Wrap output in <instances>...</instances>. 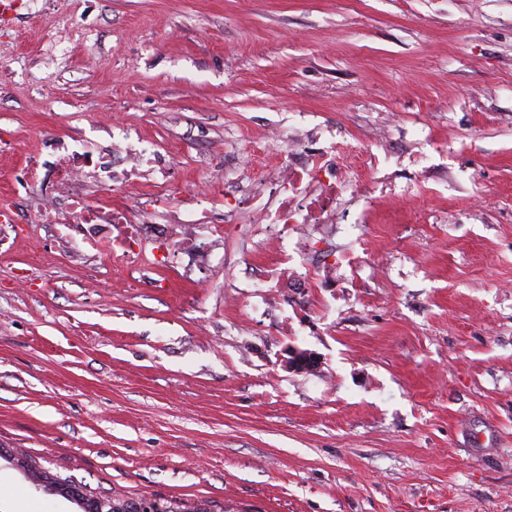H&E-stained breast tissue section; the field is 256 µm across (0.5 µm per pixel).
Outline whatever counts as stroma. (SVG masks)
<instances>
[{"instance_id":"1","label":"stroma","mask_w":512,"mask_h":512,"mask_svg":"<svg viewBox=\"0 0 512 512\" xmlns=\"http://www.w3.org/2000/svg\"><path fill=\"white\" fill-rule=\"evenodd\" d=\"M10 32L0 200L33 222L51 139L157 151L112 200L157 211L162 259L130 274L79 224L0 239L1 450L209 512H512V0H33ZM303 124L387 132L400 190L325 228L335 287L274 292L232 199L243 147L276 169L263 132ZM203 212L210 256L164 240ZM0 512L81 510L1 459Z\"/></svg>"}]
</instances>
